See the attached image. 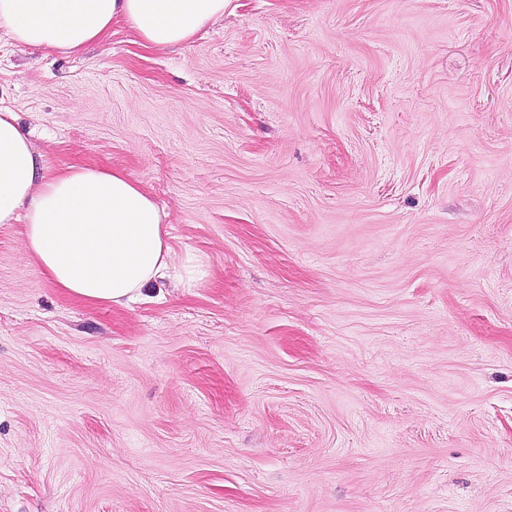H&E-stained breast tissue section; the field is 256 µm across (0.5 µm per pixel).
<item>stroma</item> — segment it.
Segmentation results:
<instances>
[{
	"instance_id": "1",
	"label": "stroma",
	"mask_w": 512,
	"mask_h": 512,
	"mask_svg": "<svg viewBox=\"0 0 512 512\" xmlns=\"http://www.w3.org/2000/svg\"><path fill=\"white\" fill-rule=\"evenodd\" d=\"M0 108L210 265L89 305L0 225V512H512V0L1 38Z\"/></svg>"
}]
</instances>
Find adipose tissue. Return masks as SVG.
I'll return each mask as SVG.
<instances>
[{
	"mask_svg": "<svg viewBox=\"0 0 512 512\" xmlns=\"http://www.w3.org/2000/svg\"><path fill=\"white\" fill-rule=\"evenodd\" d=\"M225 0H0V30L19 45L81 54L127 25L144 46L189 42L224 17ZM167 214L119 168L69 166L45 173L15 113L0 110V224L23 227L47 278L85 302L123 306L170 279L200 284L205 260L176 253Z\"/></svg>",
	"mask_w": 512,
	"mask_h": 512,
	"instance_id": "1",
	"label": "adipose tissue"
}]
</instances>
